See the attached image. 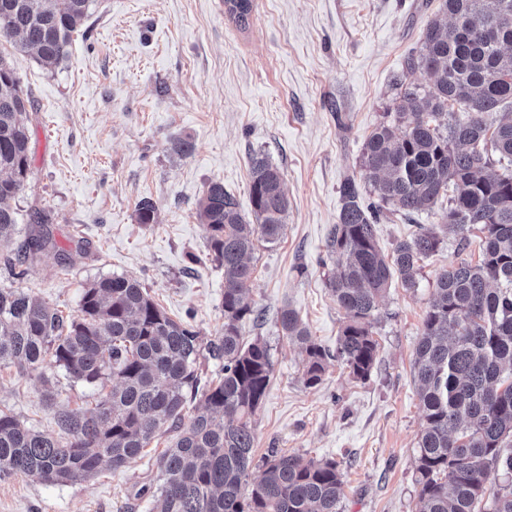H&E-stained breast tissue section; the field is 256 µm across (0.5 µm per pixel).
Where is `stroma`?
<instances>
[{
  "instance_id": "35a3bbf8",
  "label": "stroma",
  "mask_w": 512,
  "mask_h": 512,
  "mask_svg": "<svg viewBox=\"0 0 512 512\" xmlns=\"http://www.w3.org/2000/svg\"><path fill=\"white\" fill-rule=\"evenodd\" d=\"M442 0H253L247 28L224 0H94L81 34L51 70L0 41L34 108L28 114L31 170L11 205L21 228L47 215L55 247L40 252L23 285L77 315L83 288L103 276L140 280L175 319L209 342L224 329V271L197 219L208 185L223 182L246 221L251 159L265 155L288 193L285 232L251 255V294L260 318L246 339L271 348L273 375L252 418L255 464L270 450L333 459L344 472L339 512H415V458L425 426L413 376L422 318L438 273L478 259L443 233L414 289L393 282L373 321L379 342L367 379L330 362L319 385L303 379L305 355L283 336L278 315L297 310L315 342L336 348L345 321L327 287V244L341 208L338 186L356 172L363 145L397 96L396 80L424 83L408 67ZM190 138V155L172 145ZM154 203L145 226L137 204ZM440 214H394L377 226L392 253L417 225ZM85 256L65 259L76 243ZM96 386L74 382L54 363L39 373L0 370V411L47 431L56 410L92 406ZM175 430L157 433L129 465H102L96 477L50 484L23 475L0 480V512H152L157 460Z\"/></svg>"
}]
</instances>
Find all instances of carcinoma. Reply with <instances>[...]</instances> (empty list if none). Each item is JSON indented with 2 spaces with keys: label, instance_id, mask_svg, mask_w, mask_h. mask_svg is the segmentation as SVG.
Here are the masks:
<instances>
[{
  "label": "carcinoma",
  "instance_id": "obj_1",
  "mask_svg": "<svg viewBox=\"0 0 512 512\" xmlns=\"http://www.w3.org/2000/svg\"><path fill=\"white\" fill-rule=\"evenodd\" d=\"M93 0H0V38L55 67ZM229 17L248 24L252 0H224ZM447 20L431 21L418 56L425 85L399 81V102L367 138L360 175L339 186L341 210L327 248L336 262L330 290L346 323L336 355L318 345L291 308L282 335L306 354L305 383L322 381L328 360L358 379L376 362L371 328L382 295L397 279L417 286L422 262L441 244L433 226H418L387 256L377 241L386 206L410 218L442 211L460 242L479 227L481 257L452 264L435 279L415 350L414 378L425 427L416 458V512H512V484L488 492L490 468L512 473V0H442ZM30 96L0 56V246L13 244L9 201L30 173L25 120ZM379 203H365L366 193ZM247 222L220 182L198 204L208 249L224 269V333L202 345L143 284L105 276L82 291L79 314L65 317L27 288H0V367L22 374L48 360L75 382L100 386L94 406L55 415L57 430L34 431L0 411V479L23 474L47 483L85 481L103 463L130 464L163 427L178 434L157 461L153 512H337L344 481L334 460L271 452L250 480L252 416L273 374L270 349L240 335L255 313L249 258L259 239L278 241L288 197L281 171L254 156ZM141 224L156 223L153 202L137 206ZM6 255L16 281L53 244L47 217ZM224 360L209 382L198 376L203 350ZM199 400L190 415L188 404Z\"/></svg>",
  "mask_w": 512,
  "mask_h": 512
}]
</instances>
